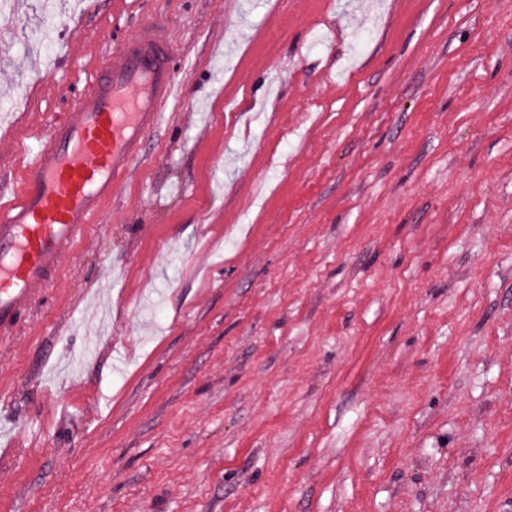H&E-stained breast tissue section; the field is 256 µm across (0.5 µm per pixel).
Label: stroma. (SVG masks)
<instances>
[{
	"label": "stroma",
	"instance_id": "1",
	"mask_svg": "<svg viewBox=\"0 0 512 512\" xmlns=\"http://www.w3.org/2000/svg\"><path fill=\"white\" fill-rule=\"evenodd\" d=\"M152 18L186 92L0 339V512H512V0H13L0 116Z\"/></svg>",
	"mask_w": 512,
	"mask_h": 512
}]
</instances>
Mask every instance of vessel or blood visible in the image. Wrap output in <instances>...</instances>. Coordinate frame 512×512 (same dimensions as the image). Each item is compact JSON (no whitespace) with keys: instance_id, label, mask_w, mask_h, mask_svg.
Returning <instances> with one entry per match:
<instances>
[{"instance_id":"b4317fda","label":"vessel or blood","mask_w":512,"mask_h":512,"mask_svg":"<svg viewBox=\"0 0 512 512\" xmlns=\"http://www.w3.org/2000/svg\"><path fill=\"white\" fill-rule=\"evenodd\" d=\"M181 93L168 28L149 20L99 62L74 112L24 122L34 147L18 185L0 195L1 336L16 333L103 222Z\"/></svg>"}]
</instances>
